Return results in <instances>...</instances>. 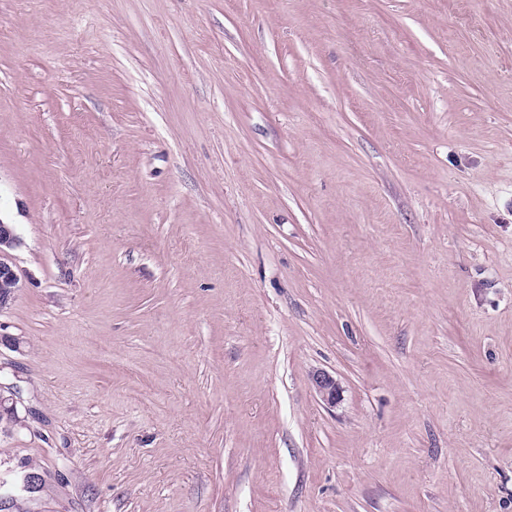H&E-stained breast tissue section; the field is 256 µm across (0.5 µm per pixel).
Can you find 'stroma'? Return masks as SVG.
I'll list each match as a JSON object with an SVG mask.
<instances>
[{
    "mask_svg": "<svg viewBox=\"0 0 512 512\" xmlns=\"http://www.w3.org/2000/svg\"><path fill=\"white\" fill-rule=\"evenodd\" d=\"M0 218V505L512 512V0H0ZM19 244L20 240L12 224L5 223L0 218V308L8 305L20 288L18 275L5 258L8 250L16 248ZM311 382L316 395L323 404L333 407L340 401L342 388L329 372L323 370L313 372Z\"/></svg>",
    "mask_w": 512,
    "mask_h": 512,
    "instance_id": "obj_1",
    "label": "stroma"
}]
</instances>
